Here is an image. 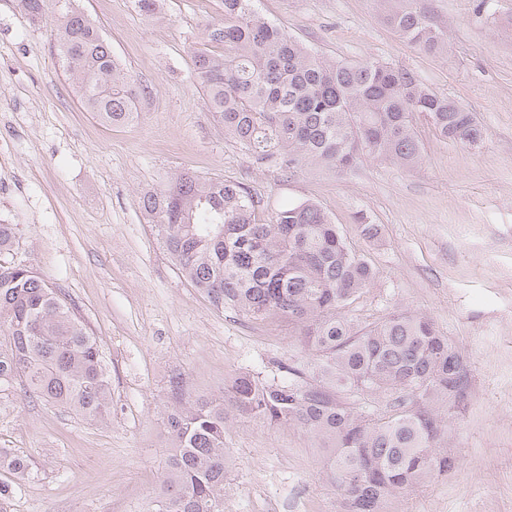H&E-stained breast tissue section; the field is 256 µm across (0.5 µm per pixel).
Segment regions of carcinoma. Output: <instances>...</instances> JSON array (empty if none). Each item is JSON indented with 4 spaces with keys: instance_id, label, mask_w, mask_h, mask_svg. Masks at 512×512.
Returning <instances> with one entry per match:
<instances>
[{
    "instance_id": "cac0c4a2",
    "label": "carcinoma",
    "mask_w": 512,
    "mask_h": 512,
    "mask_svg": "<svg viewBox=\"0 0 512 512\" xmlns=\"http://www.w3.org/2000/svg\"><path fill=\"white\" fill-rule=\"evenodd\" d=\"M22 0L32 20L49 2ZM256 0H222L224 22L206 27L194 52L209 108L224 132L262 161L292 172L309 161L340 172L367 157L420 164V116L446 140L476 145L483 128L471 112L431 92L413 72L377 61L326 62L259 16ZM56 51L87 111L127 124L140 89L120 68L99 29L67 4ZM387 22L421 52L446 48L441 29L413 0ZM145 212L184 275L218 309L247 319L284 318L316 357L315 371L281 363L278 374L235 377L227 399L193 397L170 381L166 424L172 441L156 512H224V432L228 414L300 427L330 449L347 512H385L394 496L446 473L448 410L469 394L467 364L422 314L392 313L359 327L342 310L374 278L336 225L307 200L258 218L260 200L240 183L182 173L147 192ZM16 224L0 222V255ZM0 386L17 378L47 403L105 421L109 375L99 345L64 298L26 264L0 261ZM386 401L359 412L350 396ZM0 466L29 471L27 458L0 448Z\"/></svg>"
}]
</instances>
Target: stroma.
I'll list each match as a JSON object with an SVG mask.
<instances>
[{"label":"stroma","mask_w":512,"mask_h":512,"mask_svg":"<svg viewBox=\"0 0 512 512\" xmlns=\"http://www.w3.org/2000/svg\"><path fill=\"white\" fill-rule=\"evenodd\" d=\"M397 0H256L321 59L382 61L472 112L465 146L417 124L423 161L363 160L338 172L259 163L219 124L193 72L221 0H74L141 89L137 115L107 125L81 102L54 47L58 15L36 21L0 0V219L18 225L12 261L32 267L94 336L111 375L101 422L0 387V448L32 465L7 512H149L166 475L169 380L222 397L239 374L312 368L294 325L214 308L181 273L142 209L178 174L242 183L259 216L310 199L376 276L346 308L367 325L425 314L458 347L469 396L448 423L456 467L397 495L390 512H512V0H417L448 46L418 51L385 20ZM379 225L367 239L357 219ZM224 512H344L329 453L293 425L232 417L224 433Z\"/></svg>","instance_id":"1"}]
</instances>
